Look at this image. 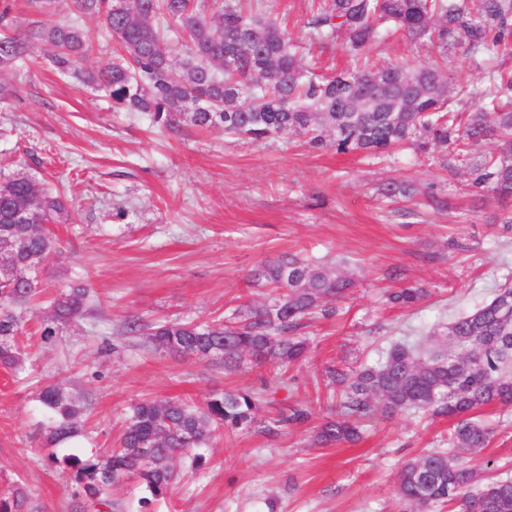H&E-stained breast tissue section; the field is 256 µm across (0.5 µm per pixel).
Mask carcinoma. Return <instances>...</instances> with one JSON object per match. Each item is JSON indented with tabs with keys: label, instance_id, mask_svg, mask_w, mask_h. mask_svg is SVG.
I'll list each match as a JSON object with an SVG mask.
<instances>
[{
	"label": "carcinoma",
	"instance_id": "cac0c4a2",
	"mask_svg": "<svg viewBox=\"0 0 512 512\" xmlns=\"http://www.w3.org/2000/svg\"><path fill=\"white\" fill-rule=\"evenodd\" d=\"M74 20L51 22L56 0H28L38 16L24 32L8 33L11 7L0 9V70L19 62H36L31 41L51 47L48 62L61 74L79 73L87 34L77 25L85 15L102 18L116 37L119 61L84 73L82 81L102 88L112 107L149 114L153 126L179 133L221 127L254 141L289 133L308 138L315 148L333 138L338 153L375 156L426 135L440 145L464 152L490 145L473 168V182L495 196L512 197V72H491L481 102L467 118L445 104L453 93L470 96L469 86L438 67H381L361 63L318 79L298 58L297 45L274 21L243 10V0H214L208 14L197 0H71ZM314 0L306 23L310 41L343 34L353 56L377 43L394 28L410 40H437L446 48L466 45L473 59L490 51L512 54V0ZM185 40L186 58L175 63L173 38ZM387 197L410 198L417 189L391 182ZM64 210L62 194L47 193L25 174L0 181V238L13 245L19 275L0 274V365L16 372L26 364L20 343L22 309L40 305L43 268L59 249L47 228ZM255 286L284 293L239 311L238 320L198 323L166 320L144 323L128 319L123 331L145 346L171 355L206 359L232 371L248 362L278 368L299 362L306 340L298 336L308 315L343 298L352 280L342 272L300 259L281 258L258 265ZM426 296L406 287L388 300L413 306ZM40 337L51 343L60 329L94 315L90 290L71 285L48 300ZM437 348L396 341L377 366L348 374L326 371L340 387L336 418L323 423L314 441L322 446L355 442L361 422H376L399 412L422 410L448 417V447L407 461L396 481L400 512H512V477L492 474L493 460L478 455L490 443L491 430L474 419L480 408L512 406V287L497 290L488 303L457 315L429 331ZM38 401L47 411L43 456L49 468L61 467L75 484L71 512H121L112 486L134 479L144 489L140 506L164 499L179 478L175 460L193 471L207 462L205 451L219 427L234 431L259 422L256 402L247 390L215 392L202 403L183 399H146L131 407L118 446L104 453H67L57 449L86 437V405L64 387L50 383ZM303 408L279 411L261 431L281 424H301ZM476 457L470 464L459 456ZM0 512H42L23 484L0 490Z\"/></svg>",
	"mask_w": 512,
	"mask_h": 512
}]
</instances>
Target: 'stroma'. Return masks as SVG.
I'll return each instance as SVG.
<instances>
[{
  "label": "stroma",
  "instance_id": "stroma-1",
  "mask_svg": "<svg viewBox=\"0 0 512 512\" xmlns=\"http://www.w3.org/2000/svg\"><path fill=\"white\" fill-rule=\"evenodd\" d=\"M304 61L328 75L351 63L344 37L308 45L310 0H259ZM374 64L436 65L465 74L480 90L490 70L512 71V54L473 62L465 46L441 50L395 34L371 46ZM16 88L0 101V179L25 173L48 188L65 187L66 213L52 230L60 250L46 264L51 289L84 282L99 310L42 343L27 317L23 377L0 367V488L24 481L44 512H70L68 472L47 471L37 400L49 382L87 402L86 448L117 443L132 403L250 390L265 420L287 406L310 411L307 423L264 434L223 432L206 469L185 473L157 512H397L403 464L439 447L451 423L402 412L367 424L356 444L318 447L315 428L330 415L329 366L351 370L380 361L389 344L425 337L430 328L489 302L512 283V197L474 187L467 165L449 172L450 150L405 146L384 161L334 147L312 148L288 134L263 141L223 129L153 128L142 112L113 109L104 92L48 67L19 64L0 72ZM407 181L416 202L391 201L378 189ZM309 258L345 268L353 279L331 316L300 330L305 360L273 374L268 365L238 372L194 357L135 346L122 335L132 316L228 319L242 304L259 305L255 266ZM426 289L403 307L388 292ZM478 417L494 429L482 455L512 465V415L490 404Z\"/></svg>",
  "mask_w": 512,
  "mask_h": 512
}]
</instances>
